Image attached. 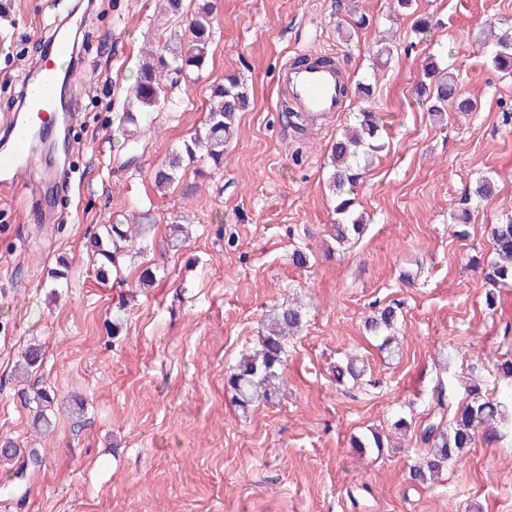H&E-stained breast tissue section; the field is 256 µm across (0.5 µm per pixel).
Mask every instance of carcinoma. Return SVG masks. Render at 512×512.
<instances>
[{"mask_svg":"<svg viewBox=\"0 0 512 512\" xmlns=\"http://www.w3.org/2000/svg\"><path fill=\"white\" fill-rule=\"evenodd\" d=\"M212 9L204 5L191 19L186 33L165 38L160 53L146 52L134 87L129 94L125 111L116 115L118 123L139 126L151 112L165 101L166 83H176L188 68L201 70L209 59L212 37ZM493 48L489 55L490 66L504 74L512 75V27L492 36ZM427 81L420 85V96L429 112H474L477 101L460 92L459 80L453 72H442L432 61L425 64ZM362 106L354 113V128L336 140L331 154L332 173L330 187L336 195V224L332 225L330 238L342 246L360 235L363 230L360 218L354 217L356 191L361 179L362 162L381 151L380 118L373 106V87L360 83L356 87ZM249 97L244 83L237 77H229L213 87L208 99L204 127L182 149L169 155L168 160L154 174V184L159 189L170 185L183 162L197 156L208 159L220 168L224 165V150L233 138L239 113L245 111ZM151 224H138L130 234L121 224L104 227V235L95 238V255L98 256L96 278L104 282L120 260L133 248V239L148 236ZM494 244L493 257L486 263L485 278L493 283L512 281V219L496 224L491 229ZM397 310L386 306L365 321V327L373 336L381 339V347L391 356L400 354L398 337L394 334ZM303 323L301 312L292 306H284L274 313L262 336L261 348L243 356L229 367L226 381L239 407L246 410L256 403L272 400L280 389L282 366L288 355L287 338ZM42 356L38 346L29 348L16 371L25 376ZM365 367L358 359L349 357L336 366V378L361 379ZM438 412L432 413L420 432L424 445L419 465L413 469V479L424 484L441 475L444 467L456 460L464 449L472 446L477 433L501 442L512 436V383L485 397L475 389L467 390L466 403L454 420L444 421L445 392L436 397ZM53 398L42 393L36 400V421L41 430L50 432Z\"/></svg>","mask_w":512,"mask_h":512,"instance_id":"1","label":"carcinoma"}]
</instances>
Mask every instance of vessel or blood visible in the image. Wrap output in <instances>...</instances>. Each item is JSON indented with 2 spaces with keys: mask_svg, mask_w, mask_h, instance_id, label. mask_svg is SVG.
Instances as JSON below:
<instances>
[{
  "mask_svg": "<svg viewBox=\"0 0 512 512\" xmlns=\"http://www.w3.org/2000/svg\"><path fill=\"white\" fill-rule=\"evenodd\" d=\"M75 51L69 36H54L46 53L31 69L25 109L10 116L7 126L14 136L8 147L0 149V194L40 185L43 172L30 143L55 126L60 86L67 79L61 64ZM308 58V65L300 68L290 63L281 66L276 83L284 98L313 117L342 111L347 100L343 71L336 65L321 63L319 54L309 53Z\"/></svg>",
  "mask_w": 512,
  "mask_h": 512,
  "instance_id": "obj_1",
  "label": "vessel or blood"
}]
</instances>
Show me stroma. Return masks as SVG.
Instances as JSON below:
<instances>
[{
    "label": "stroma",
    "mask_w": 512,
    "mask_h": 512,
    "mask_svg": "<svg viewBox=\"0 0 512 512\" xmlns=\"http://www.w3.org/2000/svg\"><path fill=\"white\" fill-rule=\"evenodd\" d=\"M80 2L0 0V126L53 29L75 35L82 64L68 88L69 166L45 170L39 194L0 199V442L20 450L0 463V512H512L510 441L476 437L440 479L410 477L437 391L453 389L454 406L471 387L491 395L512 351V286L490 287L475 267L492 254V225L512 216V75L487 65L475 35L490 21L512 27V0H417L413 15L392 0H215L207 68L167 90L169 106L131 140L116 115L141 48L184 33L203 0H185L177 17L163 0H93L79 29ZM419 14L432 21L423 41ZM385 38L389 58L378 53ZM304 49L373 83L382 118L385 148L357 190L365 228L342 247L329 236L330 150L359 100L320 128L290 126L275 75ZM430 56L477 111L424 110L416 89ZM229 75L250 106L223 167L184 163L158 190L156 170L203 125L212 86ZM485 179L494 195L458 237V203ZM141 215L150 236L119 277L97 282L91 238ZM176 222L189 236L174 250ZM296 250L306 265L292 264ZM147 261L159 275L142 288ZM62 264L67 276L54 279ZM290 303L303 327L280 397L241 411L225 373ZM388 305L399 312L396 357L365 329ZM32 343L43 356L22 383L15 364ZM351 355L367 366L359 389L336 379ZM40 390L58 400L46 436L33 427ZM400 418L407 431L395 430ZM373 431L382 450L353 448Z\"/></svg>",
    "instance_id": "obj_1"
}]
</instances>
